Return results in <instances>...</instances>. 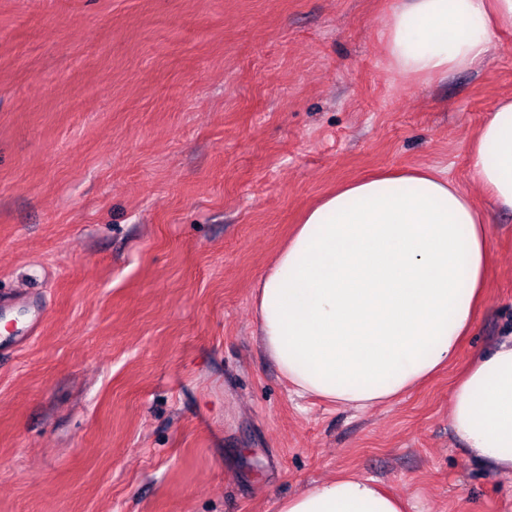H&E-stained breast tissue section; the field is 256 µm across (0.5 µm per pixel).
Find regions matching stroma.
I'll list each match as a JSON object with an SVG mask.
<instances>
[{
    "instance_id": "obj_1",
    "label": "stroma",
    "mask_w": 512,
    "mask_h": 512,
    "mask_svg": "<svg viewBox=\"0 0 512 512\" xmlns=\"http://www.w3.org/2000/svg\"><path fill=\"white\" fill-rule=\"evenodd\" d=\"M396 0H0V301L45 319L0 352V512H277L355 472L406 512H512L452 388L512 329V212L470 145L512 95L481 67L405 83ZM438 166L491 231L455 362L372 409L301 399L259 349L254 293L303 213L376 172Z\"/></svg>"
}]
</instances>
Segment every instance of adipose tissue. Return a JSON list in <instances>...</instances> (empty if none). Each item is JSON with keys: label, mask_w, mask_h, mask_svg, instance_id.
<instances>
[{"label": "adipose tissue", "mask_w": 512, "mask_h": 512, "mask_svg": "<svg viewBox=\"0 0 512 512\" xmlns=\"http://www.w3.org/2000/svg\"><path fill=\"white\" fill-rule=\"evenodd\" d=\"M512 29V0H396L388 66L408 81L482 65ZM481 192L512 212V99L471 146ZM490 265V229L465 190L431 167L346 183L309 208L262 275L260 346L292 392L355 408L394 401L456 357ZM449 419L471 460L512 474V334L476 357ZM278 512H405L374 481L342 475Z\"/></svg>", "instance_id": "obj_1"}]
</instances>
